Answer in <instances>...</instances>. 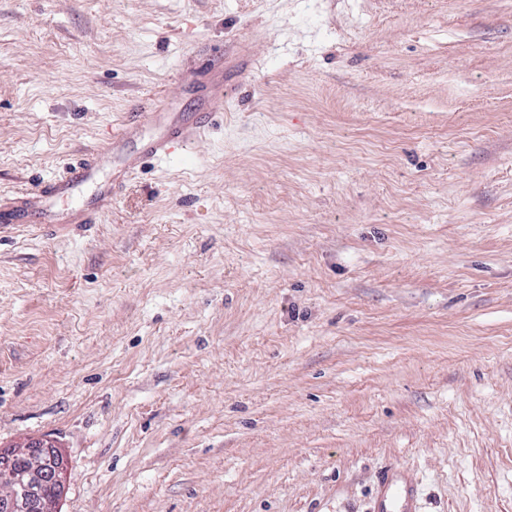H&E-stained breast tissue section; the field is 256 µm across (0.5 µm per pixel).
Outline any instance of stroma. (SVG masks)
<instances>
[{
    "label": "stroma",
    "instance_id": "obj_1",
    "mask_svg": "<svg viewBox=\"0 0 512 512\" xmlns=\"http://www.w3.org/2000/svg\"><path fill=\"white\" fill-rule=\"evenodd\" d=\"M207 111L0 238V447L59 512H366L389 463L512 512V0H0V204ZM202 115L191 125L169 124L158 137H141L137 124L127 125L121 135L136 136L140 146L136 154L128 157L110 177L99 185L98 193L91 206H78L66 214H56L50 206L55 198L68 197L74 187L82 182L95 179L109 153V147L100 152L88 155L80 163L70 168L61 178L51 180L36 187L32 192L19 195L14 205L0 211V233L23 226H35L41 233L54 230L69 224H94L100 211L114 199L116 188L132 176L146 159H162L172 153L175 145L184 146L196 136H200L206 127L212 112H201Z\"/></svg>",
    "mask_w": 512,
    "mask_h": 512
}]
</instances>
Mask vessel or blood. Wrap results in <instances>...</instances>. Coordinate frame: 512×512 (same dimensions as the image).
Returning a JSON list of instances; mask_svg holds the SVG:
<instances>
[{"label":"vessel or blood","instance_id":"vessel-or-blood-1","mask_svg":"<svg viewBox=\"0 0 512 512\" xmlns=\"http://www.w3.org/2000/svg\"><path fill=\"white\" fill-rule=\"evenodd\" d=\"M206 123V117L202 116L189 125H166L160 136L139 137L137 153L128 157L107 182L99 185L92 205L78 206L61 215L55 213L51 201L68 197L76 185L94 180L107 158L103 151L87 156L65 176L18 196L13 206L1 210L0 233L23 226H34L45 232L70 224L96 223L101 210L114 198L117 187L132 176L144 160L168 157L174 146L185 145L201 135ZM372 512H419L415 486L400 467L389 466L379 472Z\"/></svg>","mask_w":512,"mask_h":512}]
</instances>
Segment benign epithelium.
I'll return each instance as SVG.
<instances>
[{"label":"benign epithelium","instance_id":"7a95c632","mask_svg":"<svg viewBox=\"0 0 512 512\" xmlns=\"http://www.w3.org/2000/svg\"><path fill=\"white\" fill-rule=\"evenodd\" d=\"M21 447L37 457V462L28 470H18L17 450L0 449V512H49L51 503L43 496V477L51 474L65 483L64 456L46 439H28Z\"/></svg>","mask_w":512,"mask_h":512}]
</instances>
